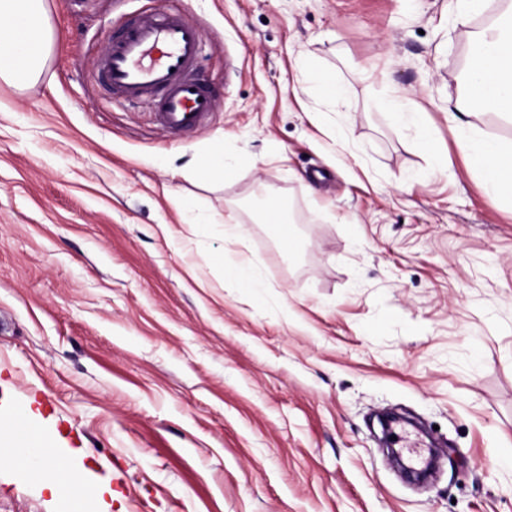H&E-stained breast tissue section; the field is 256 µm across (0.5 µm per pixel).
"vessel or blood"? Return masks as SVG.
Wrapping results in <instances>:
<instances>
[{
	"label": "vessel or blood",
	"mask_w": 512,
	"mask_h": 512,
	"mask_svg": "<svg viewBox=\"0 0 512 512\" xmlns=\"http://www.w3.org/2000/svg\"><path fill=\"white\" fill-rule=\"evenodd\" d=\"M200 41L197 25L183 13L135 18L113 35L101 76L115 94L154 99L155 117L166 130L192 129L216 107L191 75Z\"/></svg>",
	"instance_id": "obj_1"
}]
</instances>
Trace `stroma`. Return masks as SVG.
<instances>
[{"instance_id": "35a3bbf8", "label": "stroma", "mask_w": 512, "mask_h": 512, "mask_svg": "<svg viewBox=\"0 0 512 512\" xmlns=\"http://www.w3.org/2000/svg\"><path fill=\"white\" fill-rule=\"evenodd\" d=\"M46 4L40 78L0 80V425L38 415L96 512H512V203L448 123L500 0L464 26L452 0ZM169 9L198 25L218 104L181 134L100 77L118 28ZM394 95L429 139L391 123ZM218 147L237 177L191 178ZM268 196L292 255L255 221ZM228 249L258 293L214 265ZM387 409L447 444L425 488L378 443ZM0 512L67 508L0 464ZM299 69L308 81L318 87L322 97L332 100L335 104L342 98L343 90L336 81L313 70L308 64L307 59L302 58L299 61Z\"/></svg>"}]
</instances>
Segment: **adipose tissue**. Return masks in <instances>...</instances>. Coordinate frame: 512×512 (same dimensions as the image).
<instances>
[{"label": "adipose tissue", "mask_w": 512, "mask_h": 512, "mask_svg": "<svg viewBox=\"0 0 512 512\" xmlns=\"http://www.w3.org/2000/svg\"><path fill=\"white\" fill-rule=\"evenodd\" d=\"M45 0H0V80L26 83L36 79L50 48ZM476 48L466 63L468 96L453 114L457 142L485 188L512 200V145L475 137L465 119L467 111L486 109L512 115V0H504L499 17L474 36ZM23 436L6 460L20 465L51 495L65 499L71 512H84L102 490L57 461L54 438L35 418H26Z\"/></svg>", "instance_id": "adipose-tissue-1"}]
</instances>
